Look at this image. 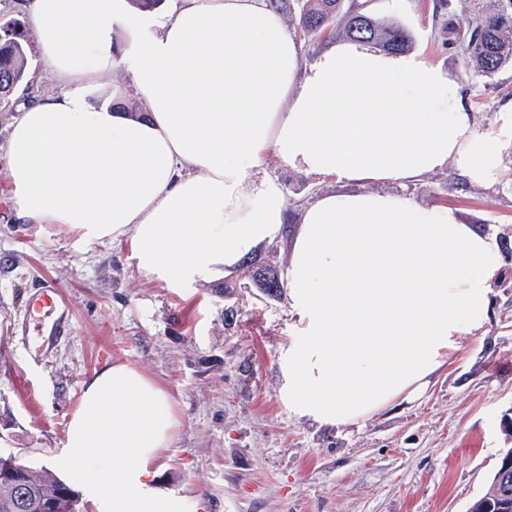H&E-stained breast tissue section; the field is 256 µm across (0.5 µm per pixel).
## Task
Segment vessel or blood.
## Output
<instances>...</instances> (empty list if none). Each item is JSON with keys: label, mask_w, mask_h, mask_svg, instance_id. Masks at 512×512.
I'll use <instances>...</instances> for the list:
<instances>
[{"label": "vessel or blood", "mask_w": 512, "mask_h": 512, "mask_svg": "<svg viewBox=\"0 0 512 512\" xmlns=\"http://www.w3.org/2000/svg\"><path fill=\"white\" fill-rule=\"evenodd\" d=\"M69 321L70 309L61 290L47 281L27 299L20 332L24 335L37 332L42 344L48 345L63 333Z\"/></svg>", "instance_id": "vessel-or-blood-1"}]
</instances>
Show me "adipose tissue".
Masks as SVG:
<instances>
[{
    "label": "adipose tissue",
    "mask_w": 512,
    "mask_h": 512,
    "mask_svg": "<svg viewBox=\"0 0 512 512\" xmlns=\"http://www.w3.org/2000/svg\"><path fill=\"white\" fill-rule=\"evenodd\" d=\"M53 94L30 95L0 158L13 223L77 243L130 237L136 269L183 292L224 279L286 231L267 155L345 183L414 184L448 163L476 181L496 137L456 76L419 53L335 42L312 63L269 0H18ZM122 71L142 117L87 91ZM495 239L452 208L388 192L330 193L302 211L281 357L289 414L336 428L418 395L489 313ZM178 425L169 394L114 363L83 384L53 461L95 512H188L158 482Z\"/></svg>",
    "instance_id": "1"
}]
</instances>
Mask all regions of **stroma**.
<instances>
[{
    "mask_svg": "<svg viewBox=\"0 0 512 512\" xmlns=\"http://www.w3.org/2000/svg\"><path fill=\"white\" fill-rule=\"evenodd\" d=\"M369 0L374 18L412 35L411 51L457 77L476 125L501 148L495 176L455 166L404 188L418 204L454 209L494 236L502 264L488 283L487 321L411 401L342 428L289 415L279 357L296 322L287 298L250 288L248 265L176 293L136 270L130 238L79 246L53 224H16L0 199V451L51 468L84 382L106 366L139 367L172 396L179 425L160 483L195 512H468L512 437V65L477 75L441 14L473 18L496 0ZM288 197V224L336 180L268 160ZM60 285L72 309L67 336L47 350L18 333L28 295Z\"/></svg>",
    "mask_w": 512,
    "mask_h": 512,
    "instance_id": "1",
    "label": "stroma"
}]
</instances>
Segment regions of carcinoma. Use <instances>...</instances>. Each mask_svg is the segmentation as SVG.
Returning a JSON list of instances; mask_svg holds the SVG:
<instances>
[{"label":"carcinoma","mask_w":512,"mask_h":512,"mask_svg":"<svg viewBox=\"0 0 512 512\" xmlns=\"http://www.w3.org/2000/svg\"><path fill=\"white\" fill-rule=\"evenodd\" d=\"M298 26L304 32L342 34L351 41L379 45L389 52H403L412 43L410 32L402 26H383L356 5L341 11V0H305ZM443 26L465 27L460 43L462 53L474 70L491 78L502 67L512 64V0H498L497 8L465 24L443 19ZM33 42L24 23L14 21V33L0 40V112H12L14 89L29 84ZM497 475H492L485 493L469 512H490L496 500ZM83 512L82 496L48 469L36 470L12 455H0V512Z\"/></svg>","instance_id":"1"}]
</instances>
